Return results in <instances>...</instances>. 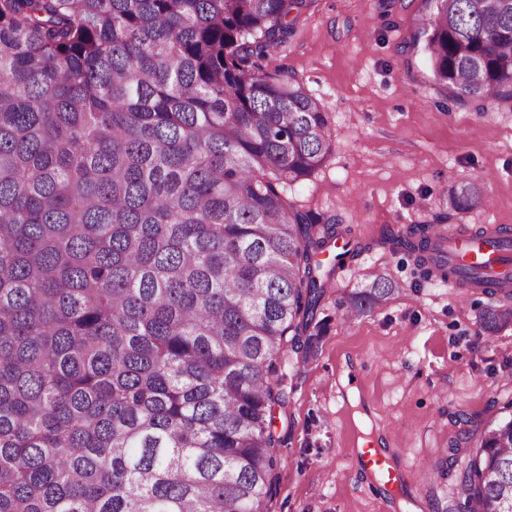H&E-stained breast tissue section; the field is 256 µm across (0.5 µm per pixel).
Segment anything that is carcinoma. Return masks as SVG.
Returning <instances> with one entry per match:
<instances>
[{"instance_id": "obj_1", "label": "carcinoma", "mask_w": 512, "mask_h": 512, "mask_svg": "<svg viewBox=\"0 0 512 512\" xmlns=\"http://www.w3.org/2000/svg\"><path fill=\"white\" fill-rule=\"evenodd\" d=\"M306 2L0 0V512H263L282 358L314 353L361 253L286 194L333 152L328 113L263 66ZM431 2L448 97L512 102V0ZM485 199L456 181L448 211ZM432 230L391 242L443 267ZM495 291L489 338L512 278ZM399 293L379 276L346 318ZM458 490L455 512H512V417Z\"/></svg>"}]
</instances>
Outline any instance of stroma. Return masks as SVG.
Listing matches in <instances>:
<instances>
[{
    "mask_svg": "<svg viewBox=\"0 0 512 512\" xmlns=\"http://www.w3.org/2000/svg\"><path fill=\"white\" fill-rule=\"evenodd\" d=\"M431 0H308L287 43L264 61L268 72L299 79L328 112L334 149L311 176L289 185V201L336 216L363 253L338 273L321 310L325 328L308 361L282 364L286 413L277 414L274 489L267 512H432L458 499L456 468L436 469L460 432L512 416V326L486 340L485 292L461 293L393 248V229L445 218L477 230L512 232V105L458 106L436 84L414 40ZM481 178L487 197L449 216V177ZM401 292L369 315L345 322L344 292L377 275ZM359 392L352 407L339 379ZM398 433L395 464L409 477L397 500L354 462L360 432Z\"/></svg>",
    "mask_w": 512,
    "mask_h": 512,
    "instance_id": "obj_1",
    "label": "stroma"
}]
</instances>
